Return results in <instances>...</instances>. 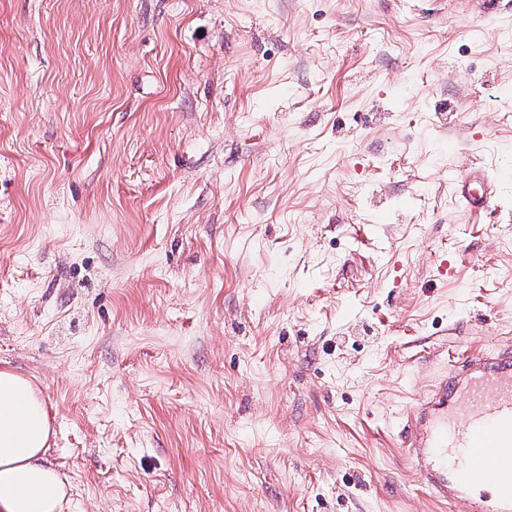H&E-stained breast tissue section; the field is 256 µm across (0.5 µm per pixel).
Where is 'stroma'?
<instances>
[{
    "label": "stroma",
    "instance_id": "35a3bbf8",
    "mask_svg": "<svg viewBox=\"0 0 512 512\" xmlns=\"http://www.w3.org/2000/svg\"><path fill=\"white\" fill-rule=\"evenodd\" d=\"M512 0H0V369L68 512H440L402 446L512 345ZM508 181H511L510 170L490 174L479 166L469 164L462 168L454 182L457 204L467 212L479 214L492 204Z\"/></svg>",
    "mask_w": 512,
    "mask_h": 512
}]
</instances>
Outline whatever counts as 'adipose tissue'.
Listing matches in <instances>:
<instances>
[{
  "label": "adipose tissue",
  "instance_id": "ef3b65f1",
  "mask_svg": "<svg viewBox=\"0 0 512 512\" xmlns=\"http://www.w3.org/2000/svg\"><path fill=\"white\" fill-rule=\"evenodd\" d=\"M53 430L26 378L0 369V512H63L68 487L46 462Z\"/></svg>",
  "mask_w": 512,
  "mask_h": 512
}]
</instances>
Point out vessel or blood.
Instances as JSON below:
<instances>
[{"label": "vessel or blood", "mask_w": 512, "mask_h": 512, "mask_svg": "<svg viewBox=\"0 0 512 512\" xmlns=\"http://www.w3.org/2000/svg\"><path fill=\"white\" fill-rule=\"evenodd\" d=\"M511 180L467 165L457 204L481 213ZM405 443L419 482L450 512H512V350L471 348L418 403Z\"/></svg>", "instance_id": "1"}]
</instances>
